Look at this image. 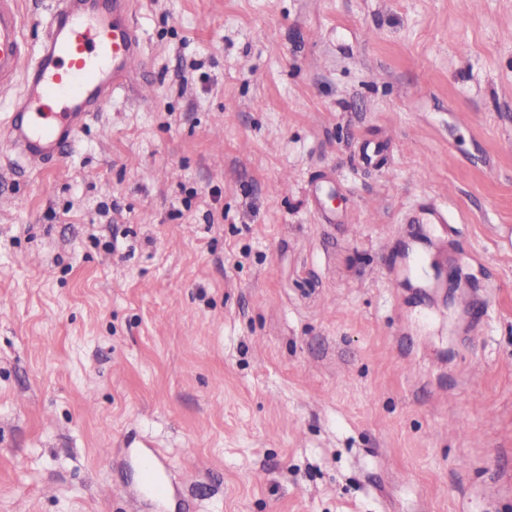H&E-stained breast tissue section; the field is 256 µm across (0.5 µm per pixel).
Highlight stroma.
Listing matches in <instances>:
<instances>
[{"instance_id":"35a3bbf8","label":"stroma","mask_w":512,"mask_h":512,"mask_svg":"<svg viewBox=\"0 0 512 512\" xmlns=\"http://www.w3.org/2000/svg\"><path fill=\"white\" fill-rule=\"evenodd\" d=\"M134 19L148 101L0 136V512H135L128 438L196 512H512V0Z\"/></svg>"}]
</instances>
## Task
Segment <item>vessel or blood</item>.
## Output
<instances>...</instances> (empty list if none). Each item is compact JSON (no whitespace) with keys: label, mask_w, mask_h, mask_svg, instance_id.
I'll return each instance as SVG.
<instances>
[{"label":"vessel or blood","mask_w":512,"mask_h":512,"mask_svg":"<svg viewBox=\"0 0 512 512\" xmlns=\"http://www.w3.org/2000/svg\"><path fill=\"white\" fill-rule=\"evenodd\" d=\"M133 0H58L36 51L23 39L19 0H0V92L22 80L6 137L30 169L57 159L91 113L113 92H136L132 78L142 52L132 21ZM142 476L134 502L165 512L172 496L167 463L156 450L136 454Z\"/></svg>","instance_id":"vessel-or-blood-1"}]
</instances>
